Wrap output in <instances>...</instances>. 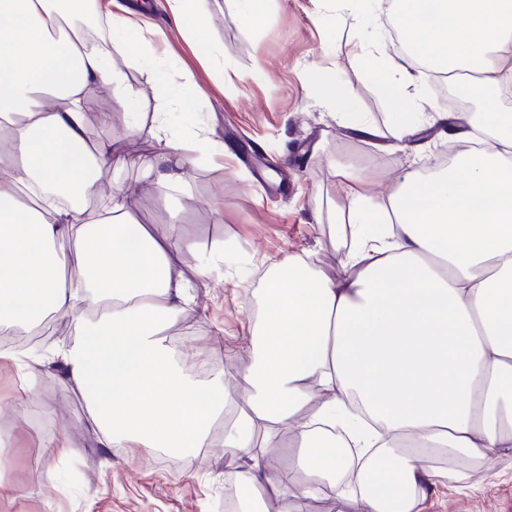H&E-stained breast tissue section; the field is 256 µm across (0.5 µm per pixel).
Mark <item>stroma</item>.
Returning a JSON list of instances; mask_svg holds the SVG:
<instances>
[{
    "label": "stroma",
    "mask_w": 512,
    "mask_h": 512,
    "mask_svg": "<svg viewBox=\"0 0 512 512\" xmlns=\"http://www.w3.org/2000/svg\"><path fill=\"white\" fill-rule=\"evenodd\" d=\"M149 16L161 29L157 63L130 66L113 50L114 70L133 90L132 102L92 89L84 112L92 135L124 140L147 155L157 140L154 115L176 109V98L199 105L202 128L223 142V157L189 168L176 190L149 183L128 200L141 223L170 235V249L192 283L190 310L174 325L169 343L185 366L222 351L226 380L244 386L250 359L248 326L259 306L261 276L291 255H312L317 266L342 276L344 228H333L336 210L352 206L348 185L336 176L350 167L364 176L370 204L412 175L430 174V159L446 138L407 137L395 147L392 107L382 79L400 57L380 35L377 8L350 15L336 0H264L262 18L245 24L233 0H208L204 39L170 24L165 0ZM219 47L216 66L199 60L204 44ZM266 75L253 79L256 65ZM336 71V88L358 99L373 128H344L323 92L308 82L314 67ZM111 112L112 123L100 122ZM140 131L129 134V115ZM179 202L182 223L169 229V206ZM196 253L182 249L184 240ZM225 250L228 260L211 275H198L202 257ZM70 438L76 452L47 455L43 445ZM0 442L8 448L0 467V512H225L224 495L238 463L221 445L172 453L163 448L100 447L86 404L66 383L57 359L23 369L0 358ZM496 483L486 484L470 460L451 468L470 475V486L449 481L421 504V512H512V457H493Z\"/></svg>",
    "instance_id": "stroma-1"
}]
</instances>
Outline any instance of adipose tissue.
<instances>
[{
  "label": "adipose tissue",
  "mask_w": 512,
  "mask_h": 512,
  "mask_svg": "<svg viewBox=\"0 0 512 512\" xmlns=\"http://www.w3.org/2000/svg\"><path fill=\"white\" fill-rule=\"evenodd\" d=\"M401 4L414 53L385 85L393 139L412 133L421 59L474 74L481 118L456 113L447 136L485 137L375 206L362 177L337 169L357 246L339 279L297 256L264 272L240 390L219 372L198 380L172 353L168 332L192 304L191 283L168 235L130 213L136 183L95 204L97 169L136 167L175 188L223 145L203 130L174 134L166 112L151 155L91 137L83 98L116 83L113 47L137 67L158 56L138 11L119 0H0V333H30L50 313L74 321L57 355L100 447L208 448L227 414L224 452L244 464L235 512H258L269 491L287 498L285 512H303L323 484L342 507L357 498L362 512H416L447 476L424 458L512 455V0ZM87 13L107 25V42H89ZM309 80L344 125L369 130L333 68ZM76 249L94 259L73 278ZM285 429L296 450L276 468L267 451Z\"/></svg>",
  "instance_id": "ef3b65f1"
}]
</instances>
